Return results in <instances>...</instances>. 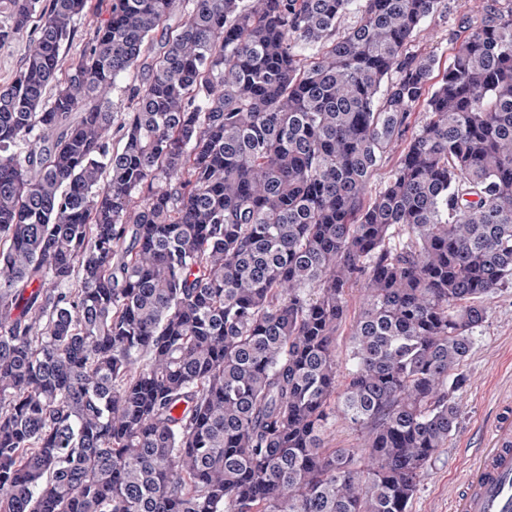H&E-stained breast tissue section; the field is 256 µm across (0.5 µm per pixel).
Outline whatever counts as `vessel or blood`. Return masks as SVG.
<instances>
[{
    "label": "vessel or blood",
    "mask_w": 512,
    "mask_h": 512,
    "mask_svg": "<svg viewBox=\"0 0 512 512\" xmlns=\"http://www.w3.org/2000/svg\"><path fill=\"white\" fill-rule=\"evenodd\" d=\"M451 512H512V423L495 432L494 444L474 454Z\"/></svg>",
    "instance_id": "obj_1"
}]
</instances>
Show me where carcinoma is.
<instances>
[{
    "label": "carcinoma",
    "mask_w": 512,
    "mask_h": 512,
    "mask_svg": "<svg viewBox=\"0 0 512 512\" xmlns=\"http://www.w3.org/2000/svg\"><path fill=\"white\" fill-rule=\"evenodd\" d=\"M86 8L0 0V512H410L512 284V0L438 75L445 0H111L64 71ZM26 55L25 39H16L0 49V85L11 82L20 71ZM359 308V297L357 293H354L353 296L349 299V312L346 321L341 326L338 331V336H336V353H337V363L339 370V380H344V374L346 373V367H349V363L347 362L348 354H349V334L351 324L353 322L354 316L357 314ZM330 439L336 448H353L360 443L359 436L339 419L330 420Z\"/></svg>",
    "instance_id": "1"
}]
</instances>
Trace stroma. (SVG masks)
<instances>
[{
  "label": "stroma",
  "instance_id": "stroma-1",
  "mask_svg": "<svg viewBox=\"0 0 512 512\" xmlns=\"http://www.w3.org/2000/svg\"><path fill=\"white\" fill-rule=\"evenodd\" d=\"M475 19L471 0H448L447 15L426 18L416 43L441 62H450L456 41L468 35V24ZM474 336L463 366L469 382L457 394L458 429L433 459L413 499L412 512H449L471 455L491 447L495 425L512 420V287L489 301L486 319Z\"/></svg>",
  "mask_w": 512,
  "mask_h": 512
}]
</instances>
